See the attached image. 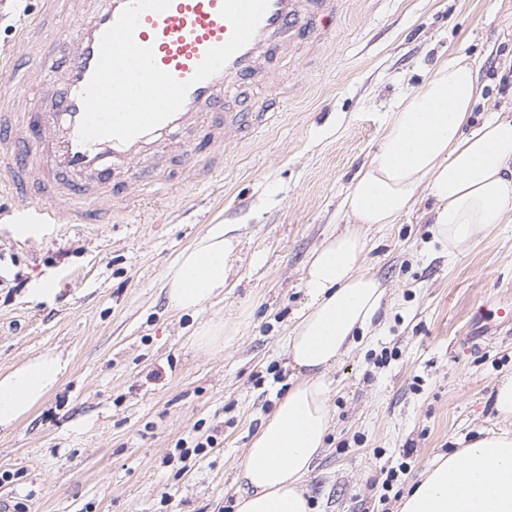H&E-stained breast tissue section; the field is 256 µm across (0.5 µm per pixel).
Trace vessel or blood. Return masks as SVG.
I'll use <instances>...</instances> for the list:
<instances>
[{
  "label": "vessel or blood",
  "mask_w": 512,
  "mask_h": 512,
  "mask_svg": "<svg viewBox=\"0 0 512 512\" xmlns=\"http://www.w3.org/2000/svg\"><path fill=\"white\" fill-rule=\"evenodd\" d=\"M130 2L38 0L36 14L19 29L26 69L0 58V72L14 82L11 94L0 95V170L8 173L0 193L18 198L36 223L100 224L107 212L143 197L145 187L168 186L169 174L138 163L173 144L183 148L186 182L200 183L223 167L225 144L246 139L255 125L250 108L225 111L226 88L266 84L273 60L322 30L339 0H269L251 41L196 84L191 78L207 50L225 44L232 33L220 14L223 0H170L163 12H144L135 40L152 47L159 68L189 82L185 102L129 142L81 141V94L98 63L100 40ZM63 15L72 20V39L43 38V30ZM32 88L44 106L36 118L28 112Z\"/></svg>",
  "instance_id": "vessel-or-blood-1"
}]
</instances>
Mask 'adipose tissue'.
Masks as SVG:
<instances>
[{
    "label": "adipose tissue",
    "instance_id": "obj_1",
    "mask_svg": "<svg viewBox=\"0 0 512 512\" xmlns=\"http://www.w3.org/2000/svg\"><path fill=\"white\" fill-rule=\"evenodd\" d=\"M479 68L477 60L449 58L398 104L379 150L345 197L350 224L313 252L305 275L309 302L287 339L299 378L245 452L235 512H311L302 482L329 429L327 372L386 299L380 281L360 270L363 225L395 223L422 189L434 201L438 237L452 247L512 212V120L491 116L470 124L483 91ZM236 249L230 225H211L168 266L169 306L195 312L223 294ZM67 366L46 352L0 375V427L27 417ZM401 512H512V434L487 433L437 462L404 495Z\"/></svg>",
    "mask_w": 512,
    "mask_h": 512
}]
</instances>
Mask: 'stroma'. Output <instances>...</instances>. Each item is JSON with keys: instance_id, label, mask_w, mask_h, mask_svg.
<instances>
[{"instance_id": "35a3bbf8", "label": "stroma", "mask_w": 512, "mask_h": 512, "mask_svg": "<svg viewBox=\"0 0 512 512\" xmlns=\"http://www.w3.org/2000/svg\"><path fill=\"white\" fill-rule=\"evenodd\" d=\"M481 60L474 122L512 118V0H339L318 45L280 58L270 81L226 97L259 110L282 79L291 98L200 186L105 224L31 233L0 220V374L46 352L61 384L0 429V501L24 512H233L238 465L295 381L285 339L304 307L311 253L346 217L342 201L398 104L438 62ZM429 198L393 224H368L361 264L389 296L332 371L331 428L304 487L312 512H398L439 456L488 430L512 431L494 387L512 374V217L449 250ZM240 241L224 299L169 309L164 274L209 225ZM55 292L35 295L44 280ZM223 323L224 343L196 331ZM219 444L168 462L176 442ZM398 470L388 480L390 470ZM390 488H383V481Z\"/></svg>"}]
</instances>
